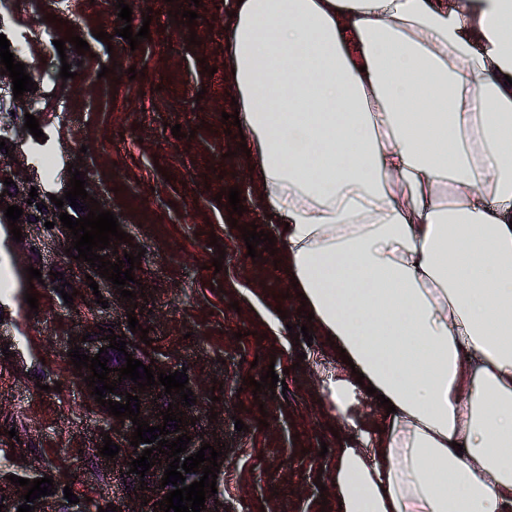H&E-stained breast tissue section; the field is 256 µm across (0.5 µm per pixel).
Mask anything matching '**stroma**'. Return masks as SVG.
I'll return each mask as SVG.
<instances>
[{
  "label": "stroma",
  "mask_w": 512,
  "mask_h": 512,
  "mask_svg": "<svg viewBox=\"0 0 512 512\" xmlns=\"http://www.w3.org/2000/svg\"><path fill=\"white\" fill-rule=\"evenodd\" d=\"M117 1L9 0L7 37L38 88L33 114L44 137L35 139L16 113L11 121L21 146L10 155L0 150V162L14 157L18 178L58 195L69 166L77 165L88 194L144 249L134 276L152 295L139 323L151 330L150 350L189 367L196 408L209 419L205 429L225 445L224 512H336L320 497L336 448L321 399L339 363L321 336L309 344L290 337L303 324L291 287L270 254L248 256L240 232L251 222L274 236L279 227L253 204L239 141L222 122L235 111L222 73L224 17L235 0H201L192 27L169 20L170 12L188 9L187 0H125L133 29L143 25V13L153 16L149 39L133 51L117 34L126 24ZM101 30L111 41L96 39ZM69 33L87 41L88 54L71 46L58 53L55 40ZM65 63L75 66L76 77L60 78ZM110 64L114 72L100 77ZM133 66L139 76L129 75ZM175 124L182 138L171 134ZM45 153L55 159L53 170L41 165ZM230 187L240 189L246 207L233 223L215 201ZM60 252L50 229L23 227L16 242L0 224V270L11 279L9 293H0V449L22 468L49 470L97 498L113 492L111 483L91 475L105 466L89 457L103 422L68 371L69 336L96 298L108 300L103 316L110 322H126L133 304L112 302L111 289L96 294L85 284L65 304L56 286L73 276ZM218 256L222 269L211 271ZM30 266L41 270V283H28ZM31 290L35 312L25 300ZM270 368L284 376L287 392L253 395L246 378ZM216 381L223 388L215 393Z\"/></svg>",
  "instance_id": "obj_1"
}]
</instances>
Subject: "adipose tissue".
<instances>
[{
  "label": "adipose tissue",
  "instance_id": "obj_1",
  "mask_svg": "<svg viewBox=\"0 0 512 512\" xmlns=\"http://www.w3.org/2000/svg\"><path fill=\"white\" fill-rule=\"evenodd\" d=\"M282 272L351 357L341 512H512V0H242L225 18ZM395 411L345 434L367 387Z\"/></svg>",
  "mask_w": 512,
  "mask_h": 512
}]
</instances>
